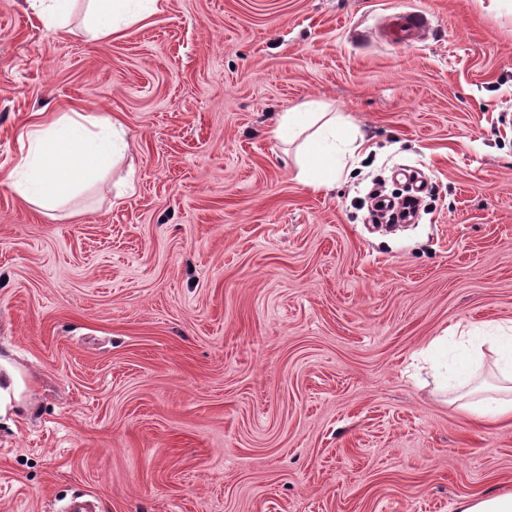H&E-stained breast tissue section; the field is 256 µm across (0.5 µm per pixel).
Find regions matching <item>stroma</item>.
I'll list each match as a JSON object with an SVG mask.
<instances>
[{
  "instance_id": "1",
  "label": "stroma",
  "mask_w": 512,
  "mask_h": 512,
  "mask_svg": "<svg viewBox=\"0 0 512 512\" xmlns=\"http://www.w3.org/2000/svg\"><path fill=\"white\" fill-rule=\"evenodd\" d=\"M0 0V512H458L512 493V424L475 427L419 352L512 325V16L490 0H158L90 39ZM426 11L429 39L383 19ZM318 99L364 137L297 179L268 133ZM119 115L129 149L47 216L7 175L37 117ZM428 183L417 224L372 183ZM383 200L387 201H393V202H400V201H409V193L408 194H401L398 197H387L382 194V192L374 195L373 198H371V209L374 212V216L378 219V221L382 226H386L392 229H396L402 225L409 224L405 222L403 213L398 211L396 208H392L390 210H382L381 204ZM0 367L4 369L0 377V415L13 409V400L20 402V394L24 389V382L19 372L6 360L0 358Z\"/></svg>"
}]
</instances>
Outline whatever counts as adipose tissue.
I'll use <instances>...</instances> for the list:
<instances>
[{
  "mask_svg": "<svg viewBox=\"0 0 512 512\" xmlns=\"http://www.w3.org/2000/svg\"><path fill=\"white\" fill-rule=\"evenodd\" d=\"M86 29L95 38L121 33L152 15L157 0H88ZM274 138H302L298 180L316 191L334 187L344 158L358 150L359 132L329 105L309 101L295 112L281 113ZM26 153L9 178L20 198L53 211L80 193L91 178L103 176L127 148L125 127L82 112H68L26 133ZM457 353L443 365L442 387L454 395L476 425L512 420V326L495 327L488 336H461ZM494 351L500 384L488 391L479 383V363Z\"/></svg>",
  "mask_w": 512,
  "mask_h": 512,
  "instance_id": "adipose-tissue-1",
  "label": "adipose tissue"
}]
</instances>
